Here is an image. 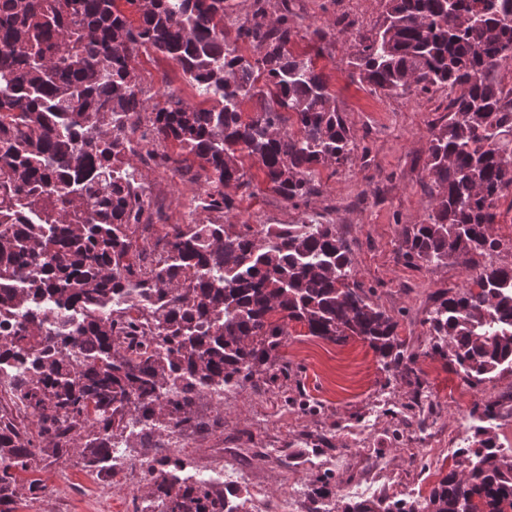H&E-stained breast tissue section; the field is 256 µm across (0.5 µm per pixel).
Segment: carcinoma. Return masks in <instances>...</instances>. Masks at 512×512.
Masks as SVG:
<instances>
[{
    "instance_id": "obj_1",
    "label": "carcinoma",
    "mask_w": 512,
    "mask_h": 512,
    "mask_svg": "<svg viewBox=\"0 0 512 512\" xmlns=\"http://www.w3.org/2000/svg\"><path fill=\"white\" fill-rule=\"evenodd\" d=\"M0 0V373L26 414H0V512L18 474L42 455L103 468L118 439L192 422L207 393L263 371L288 324L330 342L359 336L399 368L397 323L350 283L353 259L333 224H173L155 263L134 248L150 199L131 156L201 182L203 209H233L224 188L250 186L254 158L285 200L308 202L318 167L351 160L358 143L312 58L289 49V0ZM254 59L238 53V43ZM174 61L201 108L170 93L150 106L139 52ZM352 76L388 95L460 88L432 134L428 221L405 229L409 263L498 252L495 202L512 187V0H385L375 31L353 45ZM258 99L248 120L240 105ZM293 116L300 135L288 133ZM202 161L190 174L165 143ZM427 319L432 349L469 381L512 369V266L488 264ZM32 420L35 429L25 424ZM473 443L426 505L364 500L343 512H508L512 451L496 446V405L473 416ZM181 459L148 472L135 512H239L224 489L173 488Z\"/></svg>"
}]
</instances>
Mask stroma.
<instances>
[{"instance_id": "stroma-1", "label": "stroma", "mask_w": 512, "mask_h": 512, "mask_svg": "<svg viewBox=\"0 0 512 512\" xmlns=\"http://www.w3.org/2000/svg\"><path fill=\"white\" fill-rule=\"evenodd\" d=\"M298 31L290 48L311 54L306 28L331 25L334 38L316 57L337 110L360 146L352 160L320 168L317 195L308 203L286 201L257 164L244 160L249 189L228 186L234 207L227 224H299L316 219L335 225L354 259V280L388 315L409 355L403 367L386 370L362 339L331 343L309 336L299 323L288 334L271 367L223 396L204 395L175 453L188 470L245 466L243 485L263 503L283 506L295 485H312L316 501L342 512L347 503L393 496L421 502L456 467L454 450L469 435L460 415L492 402L501 410L495 434L512 448V371L480 383L465 379L431 348L427 318L442 297L471 282L472 265L407 264L402 241L407 226L423 222L432 208L428 176L430 139L448 121L451 90L392 96L352 78L348 60L355 37L379 23L382 0H291ZM138 74L153 103L166 91L189 103L203 99L181 70L162 55L139 57ZM136 178L152 201L163 203L162 237L170 225L198 221L196 182L169 170L137 164ZM491 233L504 246L473 265L512 266V189L495 204ZM240 449L219 459L216 447ZM39 478L43 497L19 493L16 512H134L147 485L139 476L114 479L111 469L92 471L78 456L44 457Z\"/></svg>"}]
</instances>
